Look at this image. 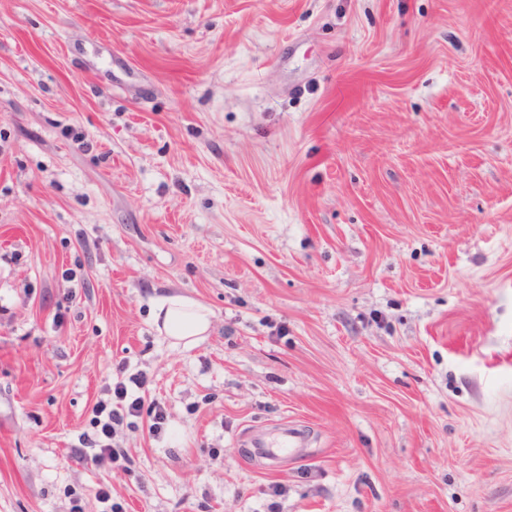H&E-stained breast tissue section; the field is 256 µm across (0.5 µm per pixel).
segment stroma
Listing matches in <instances>:
<instances>
[{
	"instance_id": "1",
	"label": "stroma",
	"mask_w": 512,
	"mask_h": 512,
	"mask_svg": "<svg viewBox=\"0 0 512 512\" xmlns=\"http://www.w3.org/2000/svg\"><path fill=\"white\" fill-rule=\"evenodd\" d=\"M164 289L205 340L158 334ZM137 374L161 433L73 457ZM104 484L512 512V0H0V512ZM150 305L157 331L173 345L191 346L210 330L212 312L194 298L166 291L152 297Z\"/></svg>"
}]
</instances>
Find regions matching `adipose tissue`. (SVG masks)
<instances>
[{"label": "adipose tissue", "instance_id": "obj_1", "mask_svg": "<svg viewBox=\"0 0 512 512\" xmlns=\"http://www.w3.org/2000/svg\"><path fill=\"white\" fill-rule=\"evenodd\" d=\"M150 305L157 331L172 344L193 345L211 327L210 308L189 296L168 291L152 297Z\"/></svg>", "mask_w": 512, "mask_h": 512}]
</instances>
